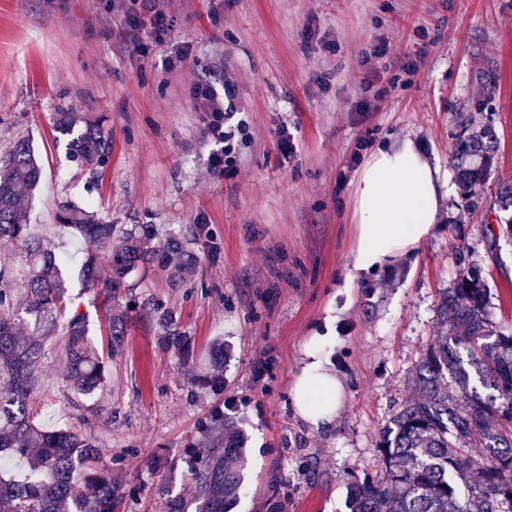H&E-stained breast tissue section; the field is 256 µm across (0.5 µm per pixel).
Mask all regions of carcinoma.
I'll use <instances>...</instances> for the list:
<instances>
[{"label":"carcinoma","mask_w":512,"mask_h":512,"mask_svg":"<svg viewBox=\"0 0 512 512\" xmlns=\"http://www.w3.org/2000/svg\"><path fill=\"white\" fill-rule=\"evenodd\" d=\"M59 112L54 128L71 136L70 159L95 184L112 152L101 120ZM498 147L495 131L461 133L454 154L466 208L483 202L481 188ZM41 178L40 164L24 140L0 155V239L20 244L27 273L22 299L10 288L13 274L0 268V512H114L133 498L98 465L96 441L70 427L45 430L36 423L34 396L47 343L65 330L67 382L78 395L104 385L103 357L80 317H66L67 285L53 244L36 235L22 201ZM497 223L512 238V183L499 188ZM58 222L86 243L81 276L110 300L133 288L140 266L169 271L180 283L195 257L183 243L150 246V232L100 220L87 207L65 200ZM448 335L431 344L417 366V397L400 405L379 433L381 468L350 483V512H512V336L493 331L481 268L459 274L440 302ZM214 442L187 448L186 478L198 492L195 512H225V498L241 488L237 448L224 442V420L209 426Z\"/></svg>","instance_id":"obj_1"}]
</instances>
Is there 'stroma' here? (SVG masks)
<instances>
[{
	"label": "stroma",
	"mask_w": 512,
	"mask_h": 512,
	"mask_svg": "<svg viewBox=\"0 0 512 512\" xmlns=\"http://www.w3.org/2000/svg\"><path fill=\"white\" fill-rule=\"evenodd\" d=\"M123 11L121 0H0V153L25 138L42 164L27 207L36 234L67 244L70 313L85 315L102 351L109 318L127 328L93 395L74 394L52 354L37 420L97 441L113 478L136 490L116 512H164L167 498L193 502L177 460L232 398L224 431L242 438V486L228 512H271L276 500L286 512H349L348 484L375 473L378 435L445 334L440 299L463 265L480 266L494 320L512 335V238L493 237L497 189L512 181V0H180L159 43L150 21L132 29ZM383 40L387 53L371 59ZM226 75L248 123L234 178L209 172L192 97ZM56 112L104 118L112 154L98 183L69 161ZM460 112L498 136L482 208L451 194L415 257L344 287L359 160L411 133L455 172ZM282 125L296 145L287 158ZM66 199L121 226L153 225L156 246L187 238L193 275L175 287L139 268L135 311L84 288L85 244L63 239L56 220ZM145 302L172 310L189 356L165 344ZM330 316L347 395L333 429L316 431L292 416L288 389L304 340ZM219 346L224 385H202Z\"/></svg>",
	"instance_id": "stroma-1"
}]
</instances>
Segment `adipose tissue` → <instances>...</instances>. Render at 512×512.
<instances>
[{
    "label": "adipose tissue",
    "instance_id": "obj_1",
    "mask_svg": "<svg viewBox=\"0 0 512 512\" xmlns=\"http://www.w3.org/2000/svg\"><path fill=\"white\" fill-rule=\"evenodd\" d=\"M448 197L436 159L415 136L405 135L370 151L351 181L352 245L346 284L392 268L434 236ZM331 332H313L300 350L289 390L293 416L320 430L333 426L347 392L324 348Z\"/></svg>",
    "mask_w": 512,
    "mask_h": 512
}]
</instances>
